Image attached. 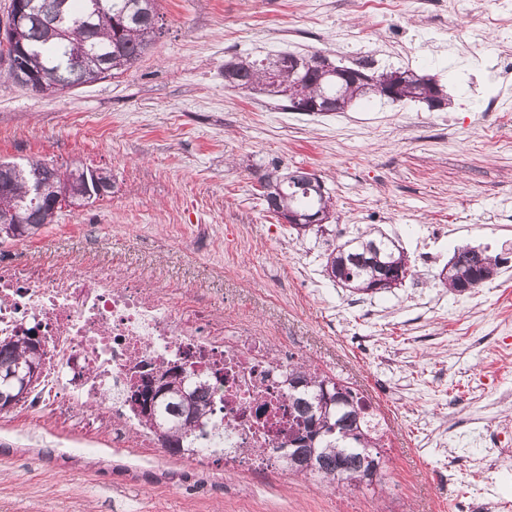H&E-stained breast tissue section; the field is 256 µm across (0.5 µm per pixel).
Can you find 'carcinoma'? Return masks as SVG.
Masks as SVG:
<instances>
[{
    "label": "carcinoma",
    "instance_id": "obj_1",
    "mask_svg": "<svg viewBox=\"0 0 512 512\" xmlns=\"http://www.w3.org/2000/svg\"><path fill=\"white\" fill-rule=\"evenodd\" d=\"M30 20L20 33L18 42L31 53L29 62L39 75L37 92H58L78 85L115 76L129 69L147 51L151 35L158 23L157 0H103L110 19L101 21L88 16L93 0H27ZM94 51L105 58L100 68L88 69L76 60ZM279 75L278 84L268 83V72ZM225 85L241 90L260 91L288 100L295 94L317 95L334 102L336 99L370 101L379 96L376 85L363 93L360 87L344 84L332 76L303 66L288 74V56L276 60H242L231 58L224 63ZM436 90V85L419 78L405 93L407 99H423ZM32 170L45 174L46 192L38 200L28 194L26 182ZM67 172L41 159H27L19 164L0 162V210L19 208L29 222L20 225L15 237H30L54 222L63 209L57 204L53 187L61 183ZM266 204L282 209L305 212L327 211L330 196L307 193L288 182L287 174L274 166L263 175ZM405 259L404 252L383 235L365 230L358 236L332 245L326 256L324 272L332 281L353 290L367 293L381 276L372 263L376 250ZM481 254L483 259L499 267L504 259L491 256L474 247L463 246L455 252L459 269L457 278L448 288L468 283L477 288L480 282L470 264V256ZM31 359L30 346L16 337L0 339V394L15 392L13 374L23 372ZM290 399L301 422L289 429V447L280 458L291 472L316 477L328 486L358 488L373 481H363V463L373 454L379 464L376 481H381L386 461L378 451L380 436L369 425L370 404L351 387L333 378L311 371L294 362L288 369ZM190 401L178 392L156 399L149 387L140 396L150 402L153 413L141 412L142 422L154 429L161 447L176 456H191L195 443L208 433L211 423L210 394L202 388H189Z\"/></svg>",
    "mask_w": 512,
    "mask_h": 512
}]
</instances>
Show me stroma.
Masks as SVG:
<instances>
[{"instance_id":"obj_1","label":"stroma","mask_w":512,"mask_h":512,"mask_svg":"<svg viewBox=\"0 0 512 512\" xmlns=\"http://www.w3.org/2000/svg\"><path fill=\"white\" fill-rule=\"evenodd\" d=\"M161 33L118 77L42 94L0 79V160L111 172L110 194L0 244L69 270L79 257L155 275L351 383L394 433L384 490L256 478L159 448H115L56 419L0 414V512H512V259L481 297L438 275L459 242L512 241V13L499 0H158ZM324 54L433 77L446 104L375 99L291 112L224 85L232 57ZM311 170L334 215L296 233L261 176ZM447 233L422 261L431 225ZM375 227L412 274L359 296L323 274L330 243ZM358 8L366 13L387 18L391 14L399 13L403 0H358L356 1Z\"/></svg>"}]
</instances>
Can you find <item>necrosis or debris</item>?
I'll list each match as a JSON object with an SVG mask.
<instances>
[{"instance_id": "4bbe7bcc", "label": "necrosis or debris", "mask_w": 512, "mask_h": 512, "mask_svg": "<svg viewBox=\"0 0 512 512\" xmlns=\"http://www.w3.org/2000/svg\"><path fill=\"white\" fill-rule=\"evenodd\" d=\"M41 336L46 360L22 405L124 448L153 445L134 394L151 367L179 366L212 388L213 425L194 461L224 451L228 471L267 472L288 445L293 357L270 337L232 324L215 302L189 300L150 278L81 267L66 274L22 255L0 258V339Z\"/></svg>"}]
</instances>
